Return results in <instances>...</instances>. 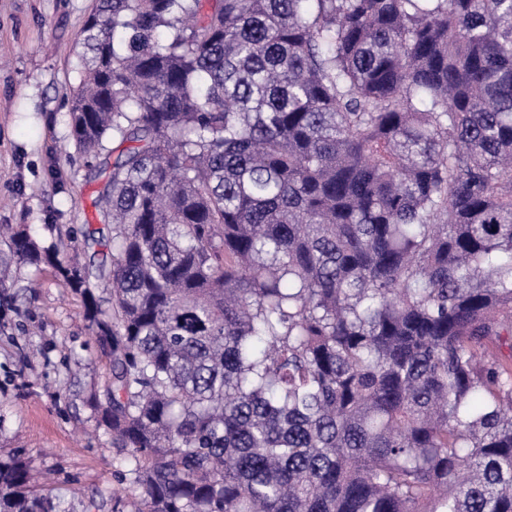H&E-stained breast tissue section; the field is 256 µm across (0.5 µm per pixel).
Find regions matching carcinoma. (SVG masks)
<instances>
[{
    "mask_svg": "<svg viewBox=\"0 0 512 512\" xmlns=\"http://www.w3.org/2000/svg\"><path fill=\"white\" fill-rule=\"evenodd\" d=\"M76 154L115 512H512V0H94ZM20 454L0 512H67Z\"/></svg>",
    "mask_w": 512,
    "mask_h": 512,
    "instance_id": "cac0c4a2",
    "label": "carcinoma"
}]
</instances>
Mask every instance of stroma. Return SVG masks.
Segmentation results:
<instances>
[{"instance_id": "stroma-1", "label": "stroma", "mask_w": 512, "mask_h": 512, "mask_svg": "<svg viewBox=\"0 0 512 512\" xmlns=\"http://www.w3.org/2000/svg\"><path fill=\"white\" fill-rule=\"evenodd\" d=\"M93 0H0V224H22L45 243L70 227L96 224V169L67 152L69 108L79 82L78 36ZM38 283L27 305L38 325L25 338L19 318L0 321V458L24 452L52 474L68 512L89 499L112 512L118 453L95 430L86 399L108 367L94 358L83 301L48 267L22 268Z\"/></svg>"}]
</instances>
